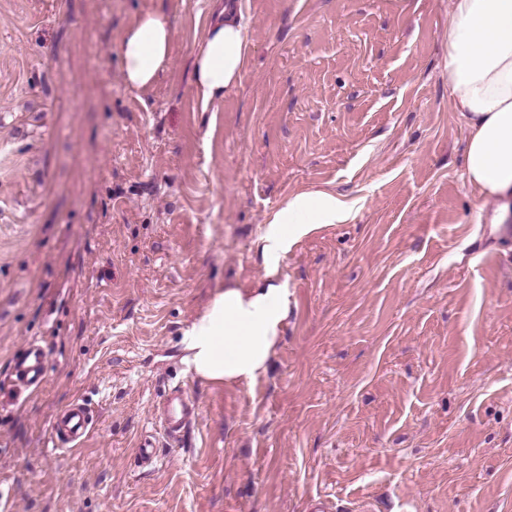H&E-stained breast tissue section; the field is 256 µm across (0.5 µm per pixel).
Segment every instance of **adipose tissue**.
Here are the masks:
<instances>
[{
    "label": "adipose tissue",
    "instance_id": "1",
    "mask_svg": "<svg viewBox=\"0 0 512 512\" xmlns=\"http://www.w3.org/2000/svg\"><path fill=\"white\" fill-rule=\"evenodd\" d=\"M247 21L238 0L224 7L192 54L191 87L202 104L220 102L240 80L247 52ZM172 27L158 12L140 15L119 43L125 84L151 86L170 64ZM448 98L464 119L468 184L494 199L492 223L512 222V0H452L448 24ZM336 200L302 194L287 216L267 226L264 248L275 254L314 224L336 220ZM288 314L286 290L269 279L253 287L226 286L184 331L183 360L200 378L251 386L268 369Z\"/></svg>",
    "mask_w": 512,
    "mask_h": 512
}]
</instances>
